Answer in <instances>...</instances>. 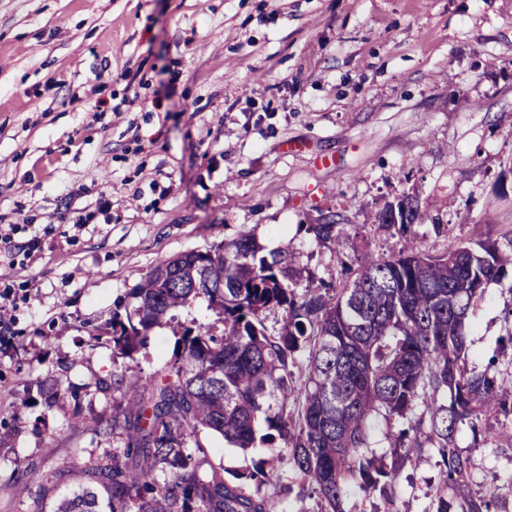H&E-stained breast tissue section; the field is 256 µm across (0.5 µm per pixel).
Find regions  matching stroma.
Wrapping results in <instances>:
<instances>
[{
  "instance_id": "35a3bbf8",
  "label": "stroma",
  "mask_w": 512,
  "mask_h": 512,
  "mask_svg": "<svg viewBox=\"0 0 512 512\" xmlns=\"http://www.w3.org/2000/svg\"><path fill=\"white\" fill-rule=\"evenodd\" d=\"M405 195L443 226L416 227L432 254L512 230V0H0V222L17 243L45 237L34 264L0 266L17 302L15 334L0 335V481L26 487L0 512H36L45 471L120 447L102 433L111 395L85 396L74 431L69 403L47 407L37 388L111 378L102 329L155 266L249 233L331 284L365 252L409 247L375 220ZM334 213L341 244L318 242L307 225ZM511 313L512 291L490 284L468 367L512 370ZM215 320L203 298L178 310L123 360L127 376L148 378L184 326ZM200 441L229 478L271 458ZM457 444L469 492L512 500V450L467 430ZM438 474L426 453L392 503L356 490L348 506L435 512Z\"/></svg>"
}]
</instances>
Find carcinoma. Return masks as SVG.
Masks as SVG:
<instances>
[{
  "instance_id": "carcinoma-1",
  "label": "carcinoma",
  "mask_w": 512,
  "mask_h": 512,
  "mask_svg": "<svg viewBox=\"0 0 512 512\" xmlns=\"http://www.w3.org/2000/svg\"><path fill=\"white\" fill-rule=\"evenodd\" d=\"M426 219V206L404 196L386 204L378 222L411 239ZM307 231L338 244L346 227L332 214ZM212 252L167 259L130 289L112 314L113 353L133 358L155 327L197 298L207 299L222 331L184 328L173 361L143 383L115 367L111 381L85 384L119 393L109 433L123 447L48 472L44 494L71 476L78 491L42 501L40 512H280L276 496L247 494L187 452L200 447L203 431L287 461L298 501L315 494L324 512H349L355 488L389 499L395 479L427 448L439 456L436 512H509L493 493L464 492L472 463L456 440L464 426L476 435L482 421L512 415L507 379L464 365L475 302L491 283L507 280L512 292V231L438 255L418 247L367 252L338 288L302 284L292 250L266 255L251 234ZM271 313L281 315L277 328L267 325ZM40 394L49 408L73 402L71 427L86 426L79 391L51 384ZM260 419L267 432L258 437ZM381 419L402 428L392 434L391 463L377 466L364 449ZM245 478L282 480L262 469Z\"/></svg>"
}]
</instances>
